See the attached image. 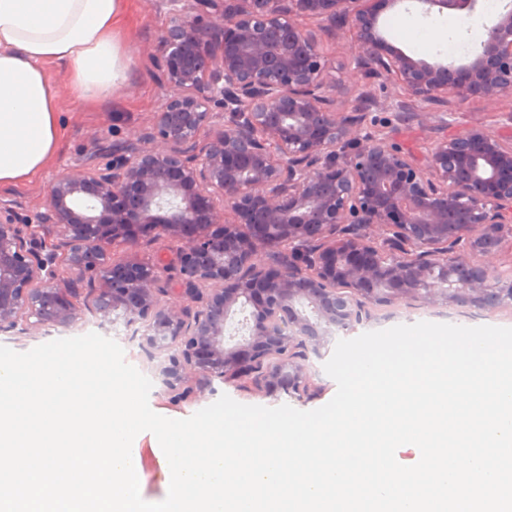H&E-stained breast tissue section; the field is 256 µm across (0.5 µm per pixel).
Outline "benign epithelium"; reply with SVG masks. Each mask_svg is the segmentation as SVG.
I'll return each instance as SVG.
<instances>
[{
  "label": "benign epithelium",
  "mask_w": 512,
  "mask_h": 512,
  "mask_svg": "<svg viewBox=\"0 0 512 512\" xmlns=\"http://www.w3.org/2000/svg\"><path fill=\"white\" fill-rule=\"evenodd\" d=\"M362 0H158L165 90L133 139L91 140L88 163L57 176L22 212L0 196V332L73 326L87 309L144 325L141 350L174 398L212 379L307 390L295 358L377 308L421 302L512 309L493 274L512 225V134L482 126L439 140L420 165L363 132L339 106L319 36L350 33L357 67L419 101L456 111L512 91V9L460 66L388 46ZM475 12L480 0H419ZM311 26L306 27L302 21ZM174 244L182 296L166 291L145 241ZM125 258L114 261L112 250ZM89 287L85 308L74 302ZM251 309L241 344L228 316Z\"/></svg>",
  "instance_id": "benign-epithelium-1"
}]
</instances>
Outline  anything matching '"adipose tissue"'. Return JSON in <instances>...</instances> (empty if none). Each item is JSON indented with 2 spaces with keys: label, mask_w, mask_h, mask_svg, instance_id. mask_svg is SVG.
I'll return each mask as SVG.
<instances>
[{
  "label": "adipose tissue",
  "mask_w": 512,
  "mask_h": 512,
  "mask_svg": "<svg viewBox=\"0 0 512 512\" xmlns=\"http://www.w3.org/2000/svg\"><path fill=\"white\" fill-rule=\"evenodd\" d=\"M121 15L122 0H0V187L39 174L59 145L47 64L64 68L82 103L110 98L123 83Z\"/></svg>",
  "instance_id": "obj_1"
}]
</instances>
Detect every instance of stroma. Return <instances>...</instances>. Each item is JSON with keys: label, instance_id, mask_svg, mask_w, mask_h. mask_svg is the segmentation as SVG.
I'll list each match as a JSON object with an SVG mask.
<instances>
[{"label": "stroma", "instance_id": "stroma-1", "mask_svg": "<svg viewBox=\"0 0 512 512\" xmlns=\"http://www.w3.org/2000/svg\"><path fill=\"white\" fill-rule=\"evenodd\" d=\"M124 24L122 39L127 55V70L123 84L111 100L84 106L74 99L69 83L56 65H48L47 71L55 86L62 125V139L51 163L30 181L5 188L6 197L17 201L22 209L38 207L49 183L57 176L76 172L87 158L88 142L92 137L108 140L126 139L133 130L144 128L160 105L164 90L148 58L155 51L158 30L167 22L168 15L157 9L155 0H124ZM420 18L430 40L425 56L431 60L443 58L448 41L464 37V30L452 23V11L434 12L418 17L416 11L387 15L388 27L404 24L406 19ZM320 49L329 63V75L336 83V100L345 103L360 90H367L377 102L376 108L367 112L365 131L386 132L390 141L403 151L411 153L417 161H425L435 141L442 136L457 134L468 127L482 125L502 135L512 133V127L503 123L505 112L512 111V93L501 95L489 103L474 99L461 106L448 119L423 120L410 116L404 122H396L390 111L391 102L403 98V91L393 83L358 72L354 79H346L344 72L350 63L347 43L322 38ZM432 315L451 319L462 326L491 325L512 327V309L479 310L468 306L435 307ZM315 354H307L303 361L311 377L310 390L302 395L276 391L259 393L236 383L214 381L215 395H228L247 405L277 407L283 404L299 410H313L327 404L336 393V383L324 370L314 369ZM141 448L140 494L149 502L163 500L168 492L169 480L162 472L158 457L162 449L153 434L139 439Z\"/></svg>", "mask_w": 512, "mask_h": 512}]
</instances>
